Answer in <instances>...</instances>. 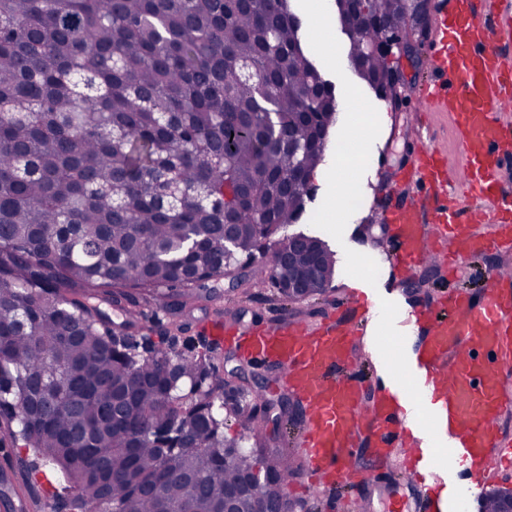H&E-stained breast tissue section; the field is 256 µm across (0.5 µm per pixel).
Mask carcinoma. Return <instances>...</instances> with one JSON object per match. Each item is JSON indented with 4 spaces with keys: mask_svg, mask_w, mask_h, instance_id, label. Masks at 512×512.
Masks as SVG:
<instances>
[{
    "mask_svg": "<svg viewBox=\"0 0 512 512\" xmlns=\"http://www.w3.org/2000/svg\"><path fill=\"white\" fill-rule=\"evenodd\" d=\"M408 0L347 9L350 68L371 86L390 63L364 56ZM289 0H0V437L51 472L71 512H266L302 467L243 443L262 428L224 392L184 403L211 356L173 354L114 331L153 298L177 311L231 273L238 254L290 237L307 189L288 180V140L315 147L335 88L305 53ZM182 189L168 192L170 185ZM302 250L321 249L312 236ZM308 296L333 279V252ZM158 433L183 434L185 450Z\"/></svg>",
    "mask_w": 512,
    "mask_h": 512,
    "instance_id": "carcinoma-1",
    "label": "carcinoma"
}]
</instances>
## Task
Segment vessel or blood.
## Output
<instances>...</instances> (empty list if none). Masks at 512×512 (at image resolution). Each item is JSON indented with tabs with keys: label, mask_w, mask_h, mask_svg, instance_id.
Masks as SVG:
<instances>
[{
	"label": "vessel or blood",
	"mask_w": 512,
	"mask_h": 512,
	"mask_svg": "<svg viewBox=\"0 0 512 512\" xmlns=\"http://www.w3.org/2000/svg\"><path fill=\"white\" fill-rule=\"evenodd\" d=\"M452 2L436 19L421 107L453 114L462 163L449 173L440 151L422 139L414 144L404 182L417 194L385 216L397 275L432 253L454 269L491 250L512 253V195L500 190L502 158L512 153V64L503 56L512 46V9L492 16L482 0ZM349 299L362 313L354 325L331 315L318 324L251 327L217 319L211 329L247 358L283 364V384L303 396L311 493L379 481L380 470L356 464L353 447L364 437L377 455L396 454L420 476L416 512L481 497L491 464L512 458L501 428L512 413V272H492L480 299L453 292L436 306L399 313L393 323L403 332L387 339L372 324L364 289H351ZM365 341L381 374L369 400L350 372Z\"/></svg>",
	"instance_id": "vessel-or-blood-1"
}]
</instances>
